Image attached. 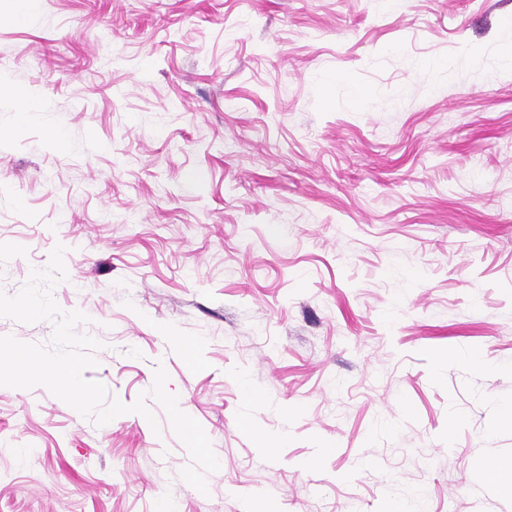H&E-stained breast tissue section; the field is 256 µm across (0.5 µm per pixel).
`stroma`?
Listing matches in <instances>:
<instances>
[{
  "instance_id": "obj_1",
  "label": "stroma",
  "mask_w": 512,
  "mask_h": 512,
  "mask_svg": "<svg viewBox=\"0 0 512 512\" xmlns=\"http://www.w3.org/2000/svg\"><path fill=\"white\" fill-rule=\"evenodd\" d=\"M42 0L0 20V290H53L96 426L0 386V512H512V0ZM14 10L9 19L16 23L33 25L40 14V0H15Z\"/></svg>"
}]
</instances>
